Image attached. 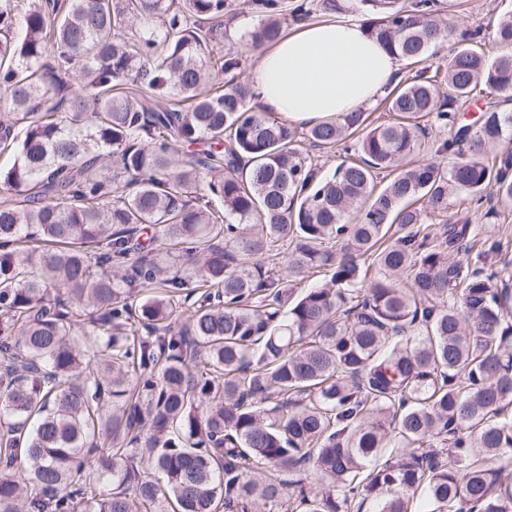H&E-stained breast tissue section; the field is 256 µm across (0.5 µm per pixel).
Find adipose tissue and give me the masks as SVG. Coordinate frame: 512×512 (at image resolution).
Returning <instances> with one entry per match:
<instances>
[{
    "label": "adipose tissue",
    "mask_w": 512,
    "mask_h": 512,
    "mask_svg": "<svg viewBox=\"0 0 512 512\" xmlns=\"http://www.w3.org/2000/svg\"><path fill=\"white\" fill-rule=\"evenodd\" d=\"M400 57L350 16L310 23L260 52L248 74L259 109L314 125L373 105L385 95Z\"/></svg>",
    "instance_id": "1"
}]
</instances>
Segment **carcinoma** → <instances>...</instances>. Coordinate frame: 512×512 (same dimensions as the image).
<instances>
[{"instance_id":"obj_1","label":"carcinoma","mask_w":512,"mask_h":512,"mask_svg":"<svg viewBox=\"0 0 512 512\" xmlns=\"http://www.w3.org/2000/svg\"><path fill=\"white\" fill-rule=\"evenodd\" d=\"M252 2L254 49L312 13ZM357 2L417 69L393 121L301 138L253 105L234 47L213 55L228 0H0V512H512L502 245L425 227L452 195L512 207V111L457 125L512 96V54L479 25L434 69L440 0ZM352 137L324 177L301 146Z\"/></svg>"}]
</instances>
